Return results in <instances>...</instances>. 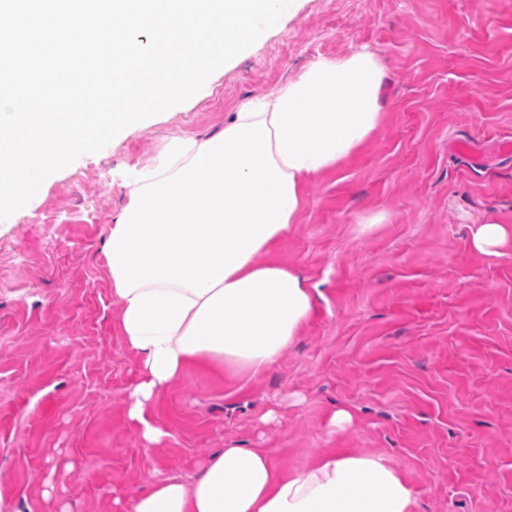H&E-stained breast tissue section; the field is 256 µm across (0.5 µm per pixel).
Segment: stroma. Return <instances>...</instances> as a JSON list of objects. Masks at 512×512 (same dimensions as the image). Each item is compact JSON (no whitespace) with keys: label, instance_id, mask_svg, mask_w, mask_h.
<instances>
[{"label":"stroma","instance_id":"35a3bbf8","mask_svg":"<svg viewBox=\"0 0 512 512\" xmlns=\"http://www.w3.org/2000/svg\"><path fill=\"white\" fill-rule=\"evenodd\" d=\"M362 50L383 64L379 126L306 181L297 224L261 256L314 287L302 333L259 375L187 367L155 401L164 436L144 452L105 256L128 175L318 57ZM489 222L512 228V0H297L176 111L0 220V512H115L233 446L287 475L331 451L375 455L413 512H512V236L479 252ZM341 408L351 422L330 427Z\"/></svg>","mask_w":512,"mask_h":512}]
</instances>
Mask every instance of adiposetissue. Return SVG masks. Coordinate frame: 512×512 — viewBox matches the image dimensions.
Masks as SVG:
<instances>
[{"mask_svg":"<svg viewBox=\"0 0 512 512\" xmlns=\"http://www.w3.org/2000/svg\"><path fill=\"white\" fill-rule=\"evenodd\" d=\"M374 54L322 58L272 96L244 103L221 133L178 137L129 179L106 259L118 328L139 357L128 416L146 445L163 435L155 398L193 362L259 375L299 335L313 292L294 270L259 262L296 224L302 187L338 166L380 119ZM406 480L381 457L329 454L298 475L261 448L230 447L192 482L169 477L117 512H412Z\"/></svg>","mask_w":512,"mask_h":512,"instance_id":"obj_1","label":"adipose tissue"}]
</instances>
